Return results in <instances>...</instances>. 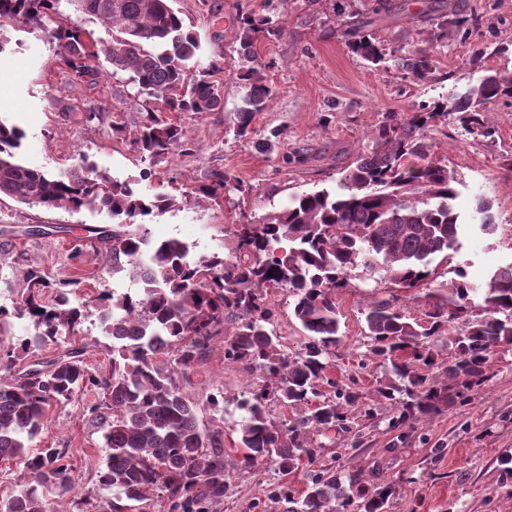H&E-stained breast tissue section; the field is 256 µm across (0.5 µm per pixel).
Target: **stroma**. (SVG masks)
Returning <instances> with one entry per match:
<instances>
[{"label": "stroma", "instance_id": "35a3bbf8", "mask_svg": "<svg viewBox=\"0 0 512 512\" xmlns=\"http://www.w3.org/2000/svg\"><path fill=\"white\" fill-rule=\"evenodd\" d=\"M393 2L394 10L380 13L369 29L386 54L375 65L346 47L336 24L337 10L368 12L371 0H288L285 33L258 39L251 61L239 52V17L249 10L263 12L265 0H173L204 53L223 61L224 108L161 113V120L181 125L191 143L190 152L163 162L145 160L131 142L143 118L132 86L113 76L106 63L96 79L72 80L49 34L57 26L53 20L43 31L7 25L10 43L0 54L5 78L0 118L23 130L20 158L27 165L56 174L88 161L113 179L139 180L147 193L172 195L177 207L146 220L152 236L179 238L195 256L218 252L228 257L232 225L257 221L295 195L335 189L387 113L413 111L478 83L489 71H512V0H451L463 24L444 39L419 0ZM433 42L438 49L428 79L415 81L398 68L400 47ZM252 63L263 69L273 98L241 138L234 132L242 96L239 75ZM92 108L97 117L89 122L85 116ZM487 124L493 131L489 138L470 136L451 121L440 124L430 141L431 158L448 164L462 181L457 209L471 216L477 197H484L497 225L491 234L466 225L459 251L434 260L437 283L461 267L470 281L482 284L512 262V100L492 106ZM116 125L123 134H113ZM276 129L281 135L275 139ZM219 173L234 176L239 190L198 200V189ZM111 223L96 208L71 212L0 197V305L9 308L19 299L29 270L44 274L52 286L74 281L70 301L86 307L76 341L85 347L87 364L99 368L109 364L112 340L100 327L94 301L133 285L128 272L113 273L106 263L108 246L93 233ZM382 299L413 318L423 317L431 305L424 295L391 288L379 270L350 271L336 294L343 323L333 359L336 381L353 377L371 389L382 376L378 360L361 362L367 351L362 311ZM177 383L197 398L217 387L224 390V460L231 495L222 512H254V503L265 501L278 484L303 487L304 470L285 476L271 465L246 466L234 431L242 412L233 397L251 379L225 363L222 344L214 345L200 368L178 376ZM97 400L96 394L78 393L55 406L32 442L36 448L68 449L73 477L86 488L106 463L103 432L87 410ZM392 414L389 404H376L374 419L360 420L359 435L346 436L343 446L321 449L318 464L344 474L357 470L371 482L393 485L391 512H512V473L500 465L502 456L512 455V350L494 355L491 380L467 405L449 408L407 439L388 429Z\"/></svg>", "mask_w": 512, "mask_h": 512}]
</instances>
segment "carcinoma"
Listing matches in <instances>:
<instances>
[{"label":"carcinoma","instance_id":"1","mask_svg":"<svg viewBox=\"0 0 512 512\" xmlns=\"http://www.w3.org/2000/svg\"><path fill=\"white\" fill-rule=\"evenodd\" d=\"M67 2L81 15L116 32L97 50L76 27L51 32L60 60L76 79L100 73V55L112 76L128 75L144 98L146 119L133 143L152 161H162L188 146L183 127L155 116V105L168 112H214L224 108L223 87L215 80L221 60L200 64L201 42L172 7V0H0V28L21 22L41 29L61 14ZM441 36L462 25L452 4L428 0ZM337 23L352 53L377 65L385 59L380 44L360 27ZM240 52L254 57L260 37L285 32L284 15L274 19L254 11L241 15ZM433 45L397 57L414 79L434 68ZM193 75H188L189 69ZM242 105L236 135L244 138L255 113L268 106L272 89L257 66L240 75ZM512 98V72L493 70L463 92L422 104L409 113L389 112L370 131L371 146L338 181L336 190L294 197L288 206L258 222L236 224L233 260L219 253L189 257L177 238L154 241L146 225L133 219L178 205L176 198L149 195L88 166L50 175L24 164V137L17 126L0 120V195L28 206L79 211L95 206L125 220L94 229L112 243V273L129 269L137 291H112L96 298L112 360L106 370L84 362V347H65L56 358L24 370L19 351L35 343L58 342L74 334L83 317L59 290L45 299L48 284L39 272L25 275L21 302L0 306V325L27 317L38 330L32 340L0 347V460L13 462L28 483L6 499L4 512H48L47 499L74 492V464L64 448H34L50 408L79 392L101 396L90 414L100 421L107 451L97 475L98 512H219L231 491L224 463V391L195 398L175 376L202 365L214 342L224 345V362L255 377L237 400L244 416L237 433L246 464L267 462L283 475L316 459L318 437L353 432L355 417L371 419L373 403L389 402L388 427L405 439L416 425L448 408L464 406L489 380L492 356L512 349V262L499 269L482 289L485 315L469 320L454 339L448 360L433 354L429 340L468 316L477 288L463 269L441 285L442 301L421 322L389 301L363 309L368 356L387 364L371 391L357 380L338 385L329 377L330 349L340 341L341 313L336 290L348 271L376 265L390 285L412 292L428 284L435 257H448L460 246L465 218L455 209L459 181L448 165L429 158L430 133L453 119L470 135L489 137L485 115L490 105ZM239 182L217 174L200 192L216 197ZM271 288H286L293 316L307 337L290 353L274 329ZM232 325L226 332L225 324ZM334 388L326 395L323 385ZM291 410L277 421L271 407ZM209 410L212 423H200ZM395 490L374 485L360 474L346 477L330 468L313 470L297 491L286 484L268 500L286 503L284 512H389Z\"/></svg>","mask_w":512,"mask_h":512}]
</instances>
